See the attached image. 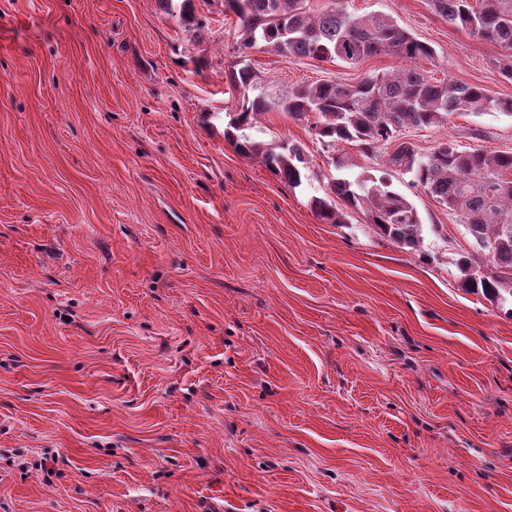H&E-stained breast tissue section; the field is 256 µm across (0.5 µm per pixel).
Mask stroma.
Listing matches in <instances>:
<instances>
[{
	"instance_id": "obj_1",
	"label": "stroma",
	"mask_w": 512,
	"mask_h": 512,
	"mask_svg": "<svg viewBox=\"0 0 512 512\" xmlns=\"http://www.w3.org/2000/svg\"><path fill=\"white\" fill-rule=\"evenodd\" d=\"M191 4L187 29L160 0H0V512H512V317L460 288L455 215L396 172L419 250L322 223L312 197L385 150L261 115L251 138L305 148L294 189L224 136L238 55L281 93L401 60L244 51L223 0ZM344 5L512 97L430 0ZM404 139L512 152V116Z\"/></svg>"
}]
</instances>
